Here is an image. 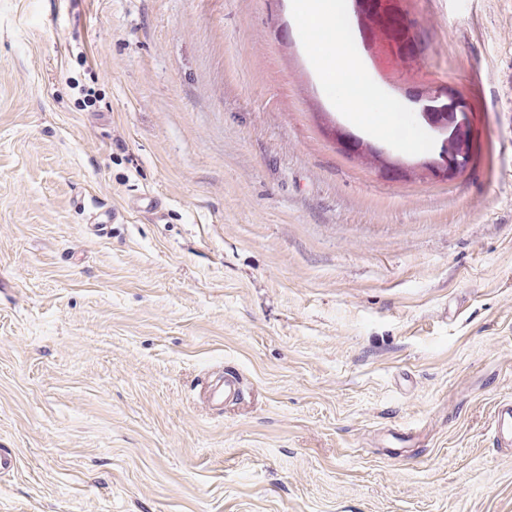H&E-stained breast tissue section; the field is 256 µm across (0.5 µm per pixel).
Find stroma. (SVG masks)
<instances>
[{"instance_id": "35a3bbf8", "label": "stroma", "mask_w": 512, "mask_h": 512, "mask_svg": "<svg viewBox=\"0 0 512 512\" xmlns=\"http://www.w3.org/2000/svg\"><path fill=\"white\" fill-rule=\"evenodd\" d=\"M299 2L0 0V512H512V0ZM325 22L329 33L327 45L332 47L330 58L336 66L350 65L355 53L344 0L310 1L303 7L304 32L317 29ZM239 393V378L231 371L224 373L215 383H207L204 388L207 401L215 409L223 408L224 403L237 399ZM487 435L495 448H512V397L495 402Z\"/></svg>"}]
</instances>
